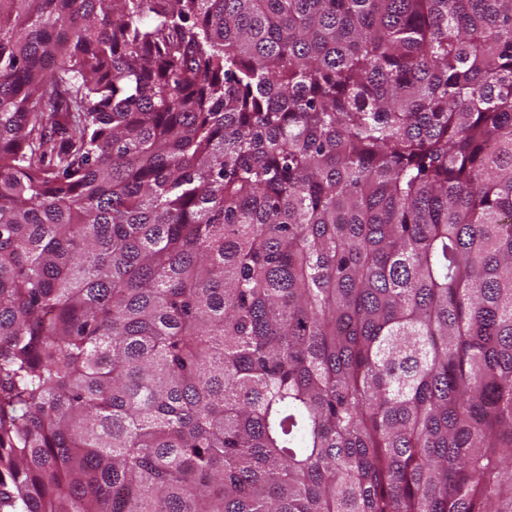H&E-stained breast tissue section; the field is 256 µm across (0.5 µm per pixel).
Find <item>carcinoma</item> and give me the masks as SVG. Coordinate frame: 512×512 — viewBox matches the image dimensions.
Returning a JSON list of instances; mask_svg holds the SVG:
<instances>
[{
    "label": "carcinoma",
    "instance_id": "1",
    "mask_svg": "<svg viewBox=\"0 0 512 512\" xmlns=\"http://www.w3.org/2000/svg\"><path fill=\"white\" fill-rule=\"evenodd\" d=\"M0 512H512V0H0Z\"/></svg>",
    "mask_w": 512,
    "mask_h": 512
}]
</instances>
